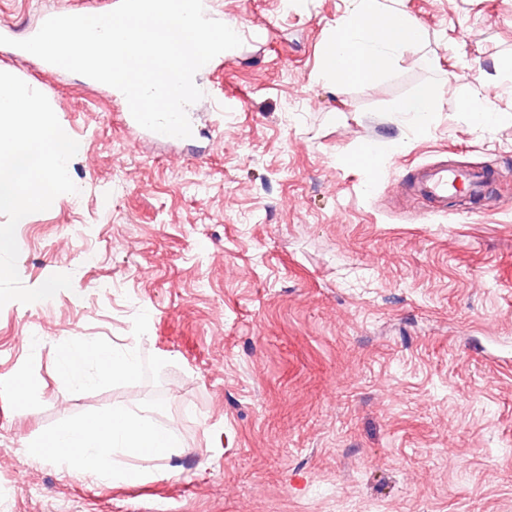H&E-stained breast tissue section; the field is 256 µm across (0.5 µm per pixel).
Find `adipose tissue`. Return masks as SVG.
<instances>
[{
  "label": "adipose tissue",
  "instance_id": "obj_1",
  "mask_svg": "<svg viewBox=\"0 0 512 512\" xmlns=\"http://www.w3.org/2000/svg\"><path fill=\"white\" fill-rule=\"evenodd\" d=\"M375 2L352 0L351 11L337 22L322 54L321 78L339 83L375 78L402 49L424 40L421 24L401 10L377 8ZM59 370L83 387L96 377L132 375L138 361L131 350H110L75 337L59 351ZM178 445L173 431L123 411L71 423L44 434L36 443L39 451L61 452L69 466L101 482L141 475L140 461L165 459ZM122 456L132 459V466L120 467Z\"/></svg>",
  "mask_w": 512,
  "mask_h": 512
}]
</instances>
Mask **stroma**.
Instances as JSON below:
<instances>
[{"instance_id":"35a3bbf8","label":"stroma","mask_w":512,"mask_h":512,"mask_svg":"<svg viewBox=\"0 0 512 512\" xmlns=\"http://www.w3.org/2000/svg\"><path fill=\"white\" fill-rule=\"evenodd\" d=\"M95 2L0 0V25L22 37ZM380 2L426 38L332 83L320 58L351 0H203L243 43L199 77L212 100L188 107L187 139L0 44V71L79 143L77 193L16 228L23 285L72 287L0 308V512H512V0ZM423 84L440 108L419 129L393 107ZM478 92L499 123L461 111ZM442 160L494 170L492 192L428 214L405 183ZM74 336L134 347L137 372L76 388L58 365ZM115 408L176 434L153 475L30 454Z\"/></svg>"}]
</instances>
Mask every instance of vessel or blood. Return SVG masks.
I'll return each instance as SVG.
<instances>
[{"instance_id": "1", "label": "vessel or blood", "mask_w": 512, "mask_h": 512, "mask_svg": "<svg viewBox=\"0 0 512 512\" xmlns=\"http://www.w3.org/2000/svg\"><path fill=\"white\" fill-rule=\"evenodd\" d=\"M494 180L493 174L482 167H461L448 163L416 168L410 188L432 208H447L450 198L465 194L471 199L484 195Z\"/></svg>"}]
</instances>
